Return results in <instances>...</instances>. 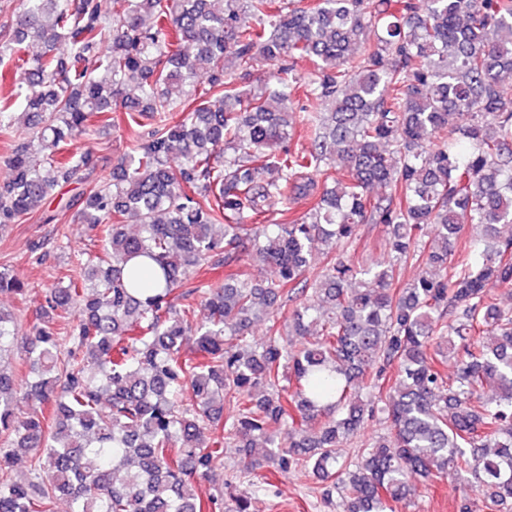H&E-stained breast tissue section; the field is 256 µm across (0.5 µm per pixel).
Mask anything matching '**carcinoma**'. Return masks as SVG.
Segmentation results:
<instances>
[{"label": "carcinoma", "mask_w": 512, "mask_h": 512, "mask_svg": "<svg viewBox=\"0 0 512 512\" xmlns=\"http://www.w3.org/2000/svg\"><path fill=\"white\" fill-rule=\"evenodd\" d=\"M296 58L316 63L310 77L293 73ZM261 63L274 83L242 91L233 72ZM511 71L512 0H399L393 12L384 0H25L0 25V78L23 77L31 121L6 155L0 226L92 163L59 159L77 134L114 112L150 130L77 200L102 252L59 278L26 337L31 412H17L0 369V512H53L60 494L73 512H252L263 483L199 492L226 443L245 470L316 477L341 512H398L411 477L450 471L501 512L512 310L492 290L512 288ZM300 92L315 110H292ZM15 104L0 98L1 138ZM298 123L311 146L291 151ZM325 168L335 185L320 193ZM374 183L390 192L369 195ZM298 197L306 212L270 221L272 199ZM364 224L385 228L388 264L345 253ZM470 224L479 238L460 248ZM245 252L272 269L267 285L249 279ZM408 261L420 272L403 281ZM205 265L224 283L198 278ZM308 291L319 307L297 303ZM24 292L0 270V294ZM278 297L294 306L271 313L258 343L248 326ZM14 340L0 309V353ZM377 402L390 436L341 459ZM21 453L34 455L24 483L6 477Z\"/></svg>", "instance_id": "obj_1"}]
</instances>
